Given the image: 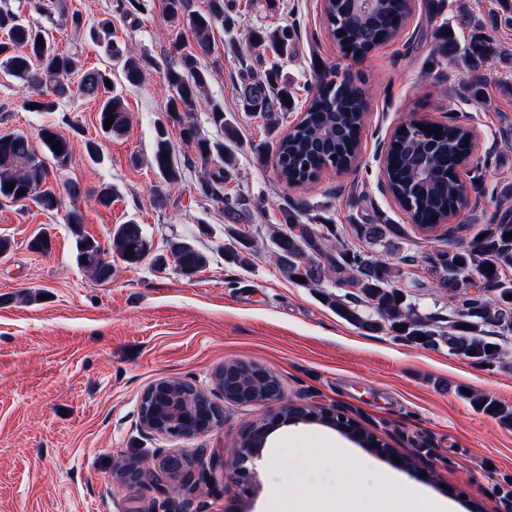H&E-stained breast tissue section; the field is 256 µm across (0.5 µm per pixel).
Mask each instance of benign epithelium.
Here are the masks:
<instances>
[{"label":"benign epithelium","mask_w":512,"mask_h":512,"mask_svg":"<svg viewBox=\"0 0 512 512\" xmlns=\"http://www.w3.org/2000/svg\"><path fill=\"white\" fill-rule=\"evenodd\" d=\"M218 377L223 380L221 388L226 400L239 405L264 402L284 406L285 393L280 379L264 367L228 362L220 369ZM199 393L193 384L185 383L180 391L181 398L174 400L168 394L166 380L154 382L141 397L142 426L150 433L180 439L194 438L218 428L224 422V409L208 397L199 398ZM287 411L296 421L314 422L320 415L333 424L339 419V428L344 433L356 440L360 438L355 424L348 422L347 416L335 408H325L319 414L313 405L294 403L287 406ZM280 421L282 416L275 413L260 424H250L232 460L214 457L212 468L232 472L241 484L248 482L250 473L245 464L257 455V449L263 447L268 434ZM180 470L181 459L175 455L161 461L147 455L128 465L123 478L133 485H151L163 493L171 476Z\"/></svg>","instance_id":"1"}]
</instances>
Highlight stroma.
<instances>
[{
    "label": "stroma",
    "instance_id": "stroma-1",
    "mask_svg": "<svg viewBox=\"0 0 512 512\" xmlns=\"http://www.w3.org/2000/svg\"><path fill=\"white\" fill-rule=\"evenodd\" d=\"M503 0H443L429 14L415 0L411 16L395 41L368 55L346 54L324 24L323 0H234L237 29L289 26L294 54L241 56L232 32L216 29L214 48L204 56L211 79L197 98L190 119L202 136L222 133L209 120L210 103L224 105L238 130L235 157L224 192L247 198L253 212L242 230L255 245L250 265L224 259V211L202 197L204 173L193 147L167 120L169 95L162 70L175 58L169 50L172 28L160 0H144L137 18L116 15L113 0H53V10H35L33 0H0L51 28L61 49L78 53L87 68L112 62L90 39L88 29L111 18L118 41L151 57L140 84L123 93L130 124L123 135H104L95 102L70 93L54 111L23 106L24 83L0 75V132L29 137L39 155V136L51 129L68 139L73 162L50 169L61 183V203L45 212L35 205L0 202V238L11 250L0 255V512H162L164 498H182L178 481L167 493L127 484L121 464L146 453L182 458L198 477L188 512H290L295 498L317 490L323 506L335 501L340 465L333 447L348 449L363 465L357 480L373 485L383 470L419 482L430 498L453 501L457 512H506L512 505V424L475 410L462 390L512 407V338L503 341L500 362L482 367L451 354L447 344L425 349L391 331L367 334L341 319L317 291L286 279L271 257L268 233L283 212L320 230L323 219L336 235L357 244L354 227L382 222L405 230L396 248L372 249V256L400 270L407 299L418 311L448 324V294L435 285L426 259L431 249L467 246L491 222L500 191L512 185V66L499 52H512V26L502 24ZM86 24L74 31L72 14ZM498 48L472 82L462 49L476 30ZM449 32L447 53L438 36ZM278 68L292 87L297 123L317 79L350 77L368 90L360 155L346 171L324 170L308 185L279 180L273 163H257L253 148L269 134L262 119L243 111L238 96L247 71ZM467 124L475 134L470 166L480 182L455 223L424 229L381 187L383 149L407 117ZM165 125L183 168L182 182L169 186L150 165L155 129ZM99 149L98 161L86 153ZM77 184L71 196L68 184ZM112 189V203L95 201L101 186ZM165 195L157 204V195ZM83 215L80 227L65 221L71 210ZM140 224L151 250L130 266L112 260V279L90 278L75 258L77 234L108 243L116 225ZM47 235L48 252L30 249L33 236ZM191 241L209 257L193 278L173 265L155 264L171 239ZM413 262H406V255ZM229 361L262 366L275 373L289 400L341 408L366 431L385 442L379 454L338 430L321 424L284 422L267 439L258 458L248 462L253 492L211 473V454L230 455L245 427L265 419L270 404L225 401L214 375ZM159 379L192 383L224 408V423L208 434L177 440L148 433L140 422V398ZM307 448L324 449L311 464ZM280 489L271 499L272 489Z\"/></svg>",
    "mask_w": 512,
    "mask_h": 512
}]
</instances>
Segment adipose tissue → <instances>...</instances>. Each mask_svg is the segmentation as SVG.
Returning <instances> with one entry per match:
<instances>
[{
	"label": "adipose tissue",
	"mask_w": 512,
	"mask_h": 512,
	"mask_svg": "<svg viewBox=\"0 0 512 512\" xmlns=\"http://www.w3.org/2000/svg\"><path fill=\"white\" fill-rule=\"evenodd\" d=\"M336 458L343 463L344 481L334 512H349V503L356 499L371 502V512H395V505L401 500L412 503V512H453L451 501L427 498L420 485L390 471L380 472L377 482L370 489H362L357 482L360 462L349 459L343 448L337 449Z\"/></svg>",
	"instance_id": "1"
}]
</instances>
